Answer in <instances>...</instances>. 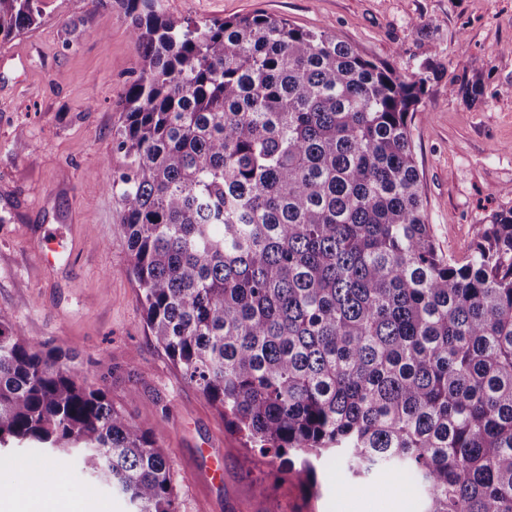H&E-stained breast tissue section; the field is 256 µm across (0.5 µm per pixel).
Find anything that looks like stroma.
<instances>
[{
  "mask_svg": "<svg viewBox=\"0 0 512 512\" xmlns=\"http://www.w3.org/2000/svg\"><path fill=\"white\" fill-rule=\"evenodd\" d=\"M197 23L264 13L326 29L370 59L437 73L410 130L441 250L470 252L477 225L512 208V0H161ZM37 26L0 42V311L32 341L69 351L89 382L150 429L169 464L179 512H420L401 479L380 471L336 492L324 459L319 495L246 448L187 384L146 327L141 290L117 226L112 147L121 96L137 71L120 4L74 9L43 0ZM480 82L481 101L449 93ZM59 245L46 261L44 238ZM111 365L101 378L98 362ZM55 486L67 512H129L127 499L80 466L61 473L40 448L0 453V490Z\"/></svg>",
  "mask_w": 512,
  "mask_h": 512,
  "instance_id": "obj_1",
  "label": "stroma"
}]
</instances>
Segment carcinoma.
I'll return each mask as SVG.
<instances>
[{"mask_svg": "<svg viewBox=\"0 0 512 512\" xmlns=\"http://www.w3.org/2000/svg\"><path fill=\"white\" fill-rule=\"evenodd\" d=\"M41 0H0V40ZM139 55L112 136L147 328L245 446L317 492L405 479L424 512H512V208L459 261L423 202L408 78L327 30L122 0ZM0 312V449L47 448L177 512L153 434Z\"/></svg>", "mask_w": 512, "mask_h": 512, "instance_id": "carcinoma-1", "label": "carcinoma"}]
</instances>
